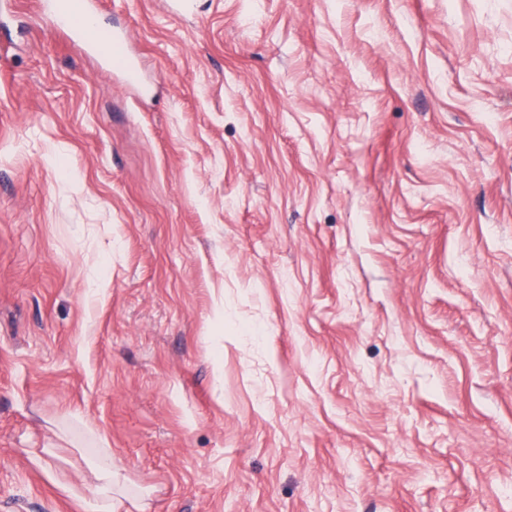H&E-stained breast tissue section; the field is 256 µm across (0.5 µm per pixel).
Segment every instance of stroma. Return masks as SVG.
<instances>
[{
	"mask_svg": "<svg viewBox=\"0 0 512 512\" xmlns=\"http://www.w3.org/2000/svg\"><path fill=\"white\" fill-rule=\"evenodd\" d=\"M34 0L0 42V512H512V0ZM40 2V10L43 13L51 15L61 26H67L69 29L86 45L90 46L94 52L100 57H105L108 62L112 61L113 51L124 42L123 37L117 33H110L104 37H100L97 32L91 34V22L95 9L94 1H87L85 8L80 16L70 9L68 1L63 0H43ZM98 485L87 509L90 512H129L124 493L125 476L112 460L110 451L101 448L94 463Z\"/></svg>",
	"mask_w": 512,
	"mask_h": 512,
	"instance_id": "obj_1",
	"label": "stroma"
}]
</instances>
